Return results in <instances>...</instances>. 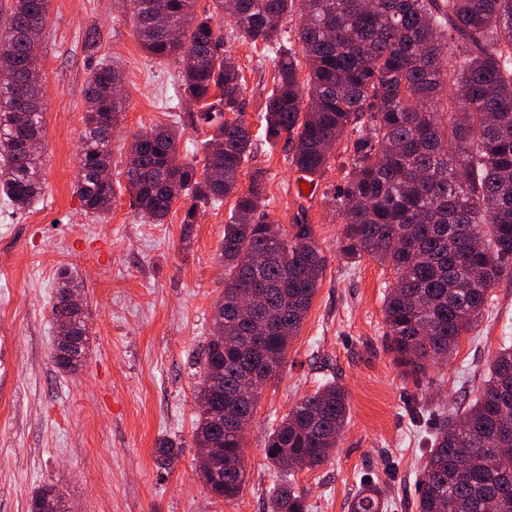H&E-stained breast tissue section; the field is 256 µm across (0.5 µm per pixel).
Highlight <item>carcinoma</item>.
I'll list each match as a JSON object with an SVG mask.
<instances>
[{
    "mask_svg": "<svg viewBox=\"0 0 512 512\" xmlns=\"http://www.w3.org/2000/svg\"><path fill=\"white\" fill-rule=\"evenodd\" d=\"M48 0H13L0 29V195L30 207L43 192L42 155L26 140L44 134L37 50ZM195 0H130L136 34L156 58L193 62L182 72L184 95L199 106L196 121L211 131L203 168L182 157L178 128L134 135L125 165L126 188L140 215L161 224L181 198L182 219L236 197L224 225L219 259L224 292V337L204 349L197 387L198 448L222 449L224 480L202 474L216 497L233 499L246 476L244 429L262 386L277 377L289 341L300 327L326 267L309 224L276 236L266 221L265 173L247 189L239 175L254 139L240 118L244 84L225 22L236 36L261 43L277 59L265 99L264 142L282 134L289 163L309 177L329 168L342 137L353 140L333 201L342 220L341 256L368 255L389 265L395 282L384 296L385 346L415 378L448 358L460 337L483 316L491 288L512 276V0H213L200 15ZM298 23L283 27L287 17ZM455 43L448 59V41ZM303 56L308 68L302 78ZM120 71L100 63L84 88L86 112L75 191L98 217L112 209V131L124 110ZM83 285L63 274L53 313ZM80 350L52 355L64 373L87 362ZM343 387L328 379L297 402L269 433L265 458L292 475L324 465L348 420ZM180 448L159 442L156 460L170 465ZM418 512H512V345L497 352L475 397L445 418L426 452L418 484ZM377 490L362 488L350 512H383ZM30 512H69L48 484ZM264 512H308L291 481L280 480Z\"/></svg>",
    "mask_w": 512,
    "mask_h": 512,
    "instance_id": "cac0c4a2",
    "label": "carcinoma"
}]
</instances>
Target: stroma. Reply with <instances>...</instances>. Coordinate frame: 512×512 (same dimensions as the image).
<instances>
[{
  "label": "stroma",
  "instance_id": "1",
  "mask_svg": "<svg viewBox=\"0 0 512 512\" xmlns=\"http://www.w3.org/2000/svg\"><path fill=\"white\" fill-rule=\"evenodd\" d=\"M99 34L97 53L85 45ZM244 77L242 118L259 120L276 74L263 45L229 40ZM123 75L125 110L112 137L115 199L102 217L86 213L74 189L86 111L84 87L99 61ZM38 67L43 78L45 190L30 208L0 196V512H30L38 488L54 483L70 512H262L279 476L268 466L267 436L291 406L336 378L349 399L348 422L324 466L294 475L309 512H349L363 484L386 512H417L424 454L440 413L474 398L490 360L512 340V277L489 294L478 326L447 360L414 382L384 346L383 297L395 280L370 257L350 265L338 243L341 220L327 194L349 157L333 151L309 193L297 188L288 142L261 143L240 176L266 173L267 217L291 229L311 224L326 268L278 378L259 395L245 432L246 482L234 500L214 497L193 443L200 351L212 334L213 304L224 289L218 262L234 197L183 223L176 202L164 223L142 219L123 174L133 136L178 124L181 152L203 157L210 136L193 124L180 87L182 61L144 51L129 0H49ZM84 284L91 355L75 374L50 358L52 307L61 271ZM182 452L171 468L155 459L159 441Z\"/></svg>",
  "mask_w": 512,
  "mask_h": 512
}]
</instances>
